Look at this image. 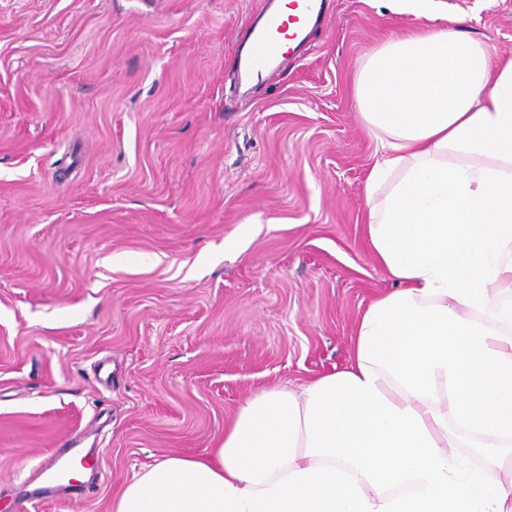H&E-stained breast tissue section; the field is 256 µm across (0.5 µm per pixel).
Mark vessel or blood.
<instances>
[{
  "mask_svg": "<svg viewBox=\"0 0 512 512\" xmlns=\"http://www.w3.org/2000/svg\"><path fill=\"white\" fill-rule=\"evenodd\" d=\"M325 0H290L278 6L265 0L260 15L249 22L240 49L238 70L242 82L272 81L278 78L291 49L300 47L310 30L322 23Z\"/></svg>",
  "mask_w": 512,
  "mask_h": 512,
  "instance_id": "1",
  "label": "vessel or blood"
}]
</instances>
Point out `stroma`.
Segmentation results:
<instances>
[{"mask_svg": "<svg viewBox=\"0 0 512 512\" xmlns=\"http://www.w3.org/2000/svg\"><path fill=\"white\" fill-rule=\"evenodd\" d=\"M263 4L0 0V512H110L252 394L344 367L393 288L366 244L358 65L422 26L512 58V0H330L246 96ZM62 448L92 465L51 493Z\"/></svg>", "mask_w": 512, "mask_h": 512, "instance_id": "35a3bbf8", "label": "stroma"}]
</instances>
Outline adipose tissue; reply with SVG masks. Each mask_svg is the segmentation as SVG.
<instances>
[{
  "label": "adipose tissue",
  "mask_w": 512,
  "mask_h": 512,
  "mask_svg": "<svg viewBox=\"0 0 512 512\" xmlns=\"http://www.w3.org/2000/svg\"><path fill=\"white\" fill-rule=\"evenodd\" d=\"M366 241L394 284L344 368L238 409L112 512H512V59L427 27L361 62Z\"/></svg>",
  "instance_id": "ef3b65f1"
}]
</instances>
